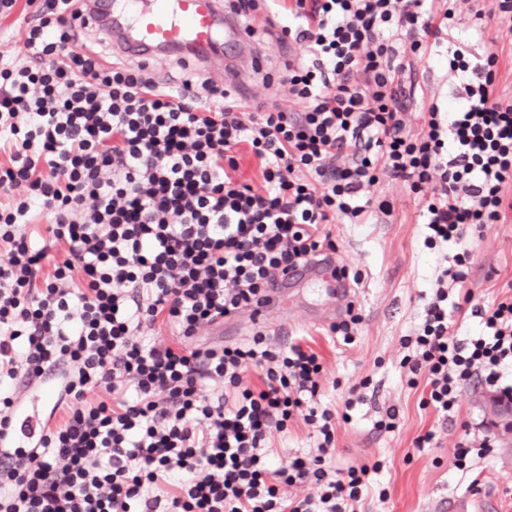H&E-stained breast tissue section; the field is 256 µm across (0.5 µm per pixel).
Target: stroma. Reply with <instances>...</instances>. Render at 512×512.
<instances>
[{
  "label": "stroma",
  "mask_w": 512,
  "mask_h": 512,
  "mask_svg": "<svg viewBox=\"0 0 512 512\" xmlns=\"http://www.w3.org/2000/svg\"><path fill=\"white\" fill-rule=\"evenodd\" d=\"M470 7L469 0H457L455 16L440 40L449 50L476 60L485 53L484 43L464 40L461 35L471 20ZM31 20L32 9L25 0H17L8 15L0 16V47L9 50L10 61L20 66L29 61L24 40ZM252 43L262 56L261 66H253L246 56L238 60L252 92V104L276 102L284 110L299 111L298 102L264 83L266 74L282 68L287 50L261 32L253 36ZM379 189L393 206L392 223L332 227L337 261L361 274L354 301L363 322L350 345H332L325 337H317L315 348L324 360L328 383L325 394L338 402L350 384L366 377L371 380L366 401L356 404L350 422L337 430L336 465L381 462L377 479L388 496L382 500L377 492H369L360 505L362 512H458L462 503L468 512H512V454L497 448L494 457L475 461L464 473L453 465L462 423H469L478 437L490 432L476 401L483 384H469L458 413L442 425L430 410L421 408L419 390L407 384L399 340L420 323V297L432 288L445 263L424 244L423 227L417 222L420 198L396 183L381 182ZM472 252L466 285L474 289L481 304L488 305L500 284L512 278V223L487 225L482 236L473 237ZM295 295L294 333L320 327V313L334 302L329 284L314 278L298 285ZM391 408L397 412L396 429H377V421ZM429 428L437 431L432 446L414 447V439Z\"/></svg>",
  "instance_id": "stroma-1"
}]
</instances>
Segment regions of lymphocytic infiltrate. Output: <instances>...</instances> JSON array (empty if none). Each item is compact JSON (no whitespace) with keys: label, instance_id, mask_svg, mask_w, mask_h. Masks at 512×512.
I'll list each match as a JSON object with an SVG mask.
<instances>
[{"label":"lymphocytic infiltrate","instance_id":"lymphocytic-infiltrate-1","mask_svg":"<svg viewBox=\"0 0 512 512\" xmlns=\"http://www.w3.org/2000/svg\"><path fill=\"white\" fill-rule=\"evenodd\" d=\"M27 2L31 62L0 67V438L38 445L0 455V512H357L371 469L337 468L336 433L369 380L336 409L306 337L204 335L253 311L274 273L335 252L332 225L388 221L384 177L421 198L427 247L456 249L400 339L410 385L442 421L472 381L512 397V279L477 304L460 246L512 210V95L483 28L464 31L487 40L482 63L443 51L452 0H229L249 33L296 47V113L208 80L164 85L83 43L80 0ZM433 66L460 89L416 106ZM43 215L36 243L25 226ZM466 307L478 324L462 339ZM58 370L49 417L19 421L16 381ZM297 418L316 449L278 459L268 445Z\"/></svg>","mask_w":512,"mask_h":512}]
</instances>
